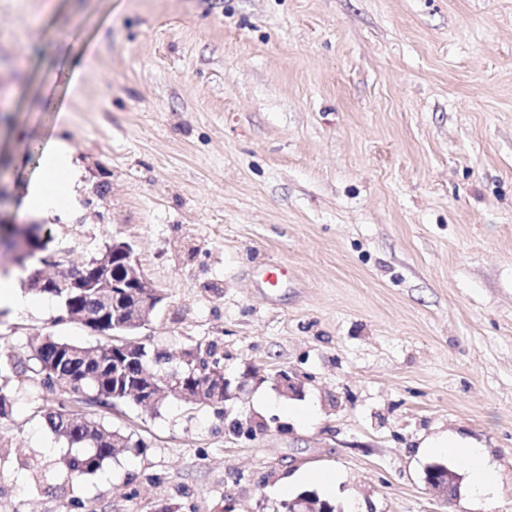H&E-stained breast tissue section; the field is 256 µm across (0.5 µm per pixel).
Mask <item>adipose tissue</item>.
Instances as JSON below:
<instances>
[{
  "label": "adipose tissue",
  "instance_id": "adipose-tissue-1",
  "mask_svg": "<svg viewBox=\"0 0 512 512\" xmlns=\"http://www.w3.org/2000/svg\"><path fill=\"white\" fill-rule=\"evenodd\" d=\"M39 165L25 198L23 213L31 218L64 216L77 205L82 185V171L74 159L72 148L63 140L53 139L36 144ZM432 453H447L457 457L467 468L471 485L477 495H492L496 487V472L484 448L461 437L439 436L426 444Z\"/></svg>",
  "mask_w": 512,
  "mask_h": 512
}]
</instances>
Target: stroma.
<instances>
[{
	"mask_svg": "<svg viewBox=\"0 0 512 512\" xmlns=\"http://www.w3.org/2000/svg\"><path fill=\"white\" fill-rule=\"evenodd\" d=\"M1 98L0 222H20L28 142L66 140L83 186L42 222L52 251L130 243L163 297L134 341L218 342L233 396L98 411L148 447L72 480L38 382L12 376L0 512H282L305 490L339 512H512V0H0ZM61 313L1 309L0 351L95 343ZM247 419L266 427L231 431ZM446 433L487 448L493 498L424 451ZM425 483L429 490L444 500L457 494L456 475L442 464H433L426 469Z\"/></svg>",
	"mask_w": 512,
	"mask_h": 512,
	"instance_id": "1",
	"label": "stroma"
}]
</instances>
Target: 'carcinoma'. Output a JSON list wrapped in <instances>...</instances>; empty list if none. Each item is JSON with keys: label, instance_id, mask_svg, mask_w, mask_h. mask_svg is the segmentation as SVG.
<instances>
[{"label": "carcinoma", "instance_id": "cac0c4a2", "mask_svg": "<svg viewBox=\"0 0 512 512\" xmlns=\"http://www.w3.org/2000/svg\"><path fill=\"white\" fill-rule=\"evenodd\" d=\"M47 244L39 235L29 236L18 265L23 267L28 260L36 261L38 255L47 251ZM37 292L62 302L61 321L70 319L83 323L91 317L107 322V341L103 343H72L49 334L31 347L30 371L39 377L42 389L37 413L50 431L71 448L61 460L70 478L92 475L118 454L131 449L139 453L146 447L141 439L135 440L130 434L69 409L68 403L73 397L80 396L86 404L100 408L131 401L140 404L147 379L175 376L183 384V399L212 405L224 402V379L211 377V368L219 362L217 344H209L204 351L199 346L191 347L183 352L182 365L165 369L163 365L170 360L167 354L153 351L143 343L126 351L121 343L113 341L112 332L122 330L123 321L130 319V314L113 318L109 310L112 289L93 285L89 288H39ZM17 370L18 363L12 356L4 355L0 361V420L12 415L13 402L7 385Z\"/></svg>", "mask_w": 512, "mask_h": 512}]
</instances>
